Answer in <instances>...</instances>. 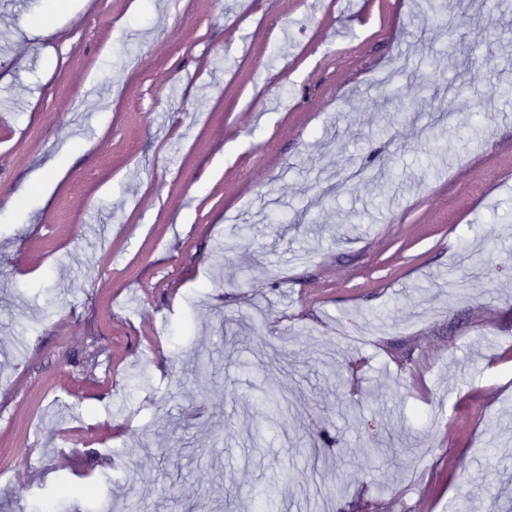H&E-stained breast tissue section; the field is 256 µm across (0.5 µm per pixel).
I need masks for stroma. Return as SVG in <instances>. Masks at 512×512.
<instances>
[{
	"mask_svg": "<svg viewBox=\"0 0 512 512\" xmlns=\"http://www.w3.org/2000/svg\"><path fill=\"white\" fill-rule=\"evenodd\" d=\"M456 21L0 0V512H512V0Z\"/></svg>",
	"mask_w": 512,
	"mask_h": 512,
	"instance_id": "obj_1",
	"label": "stroma"
}]
</instances>
